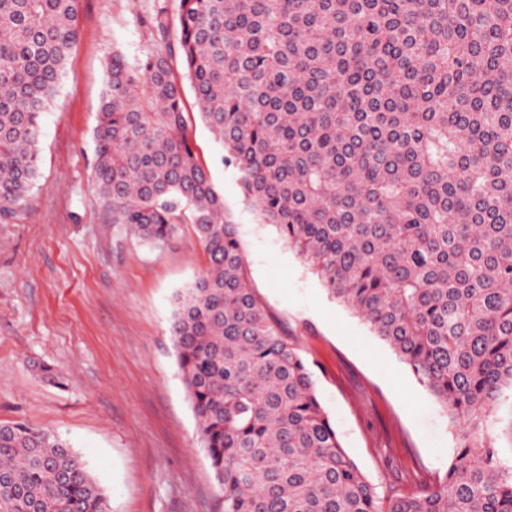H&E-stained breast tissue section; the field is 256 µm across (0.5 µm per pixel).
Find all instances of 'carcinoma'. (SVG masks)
<instances>
[{
    "instance_id": "cac0c4a2",
    "label": "carcinoma",
    "mask_w": 512,
    "mask_h": 512,
    "mask_svg": "<svg viewBox=\"0 0 512 512\" xmlns=\"http://www.w3.org/2000/svg\"><path fill=\"white\" fill-rule=\"evenodd\" d=\"M79 0H0V221L38 178L41 117ZM161 47L105 62L93 177L105 216L207 257L170 333L224 512H512L489 420L512 391V0H177ZM181 60L244 197L448 413L442 480L382 494L344 449L312 363L250 286L188 134ZM59 436L0 424V512H106Z\"/></svg>"
}]
</instances>
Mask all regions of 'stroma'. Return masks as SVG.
<instances>
[{"instance_id": "stroma-1", "label": "stroma", "mask_w": 512, "mask_h": 512, "mask_svg": "<svg viewBox=\"0 0 512 512\" xmlns=\"http://www.w3.org/2000/svg\"><path fill=\"white\" fill-rule=\"evenodd\" d=\"M175 0H80L81 37L41 123L38 179L0 223V422L52 431L79 452L110 512H221L169 333L178 290L206 256L192 225L166 245L102 219L92 132L112 51L157 49L148 18ZM188 133L238 228L249 280L315 364L317 394L343 446L385 492L432 484L456 446L448 415L358 316L327 294L241 193L237 170L183 85ZM65 375L50 385L38 367Z\"/></svg>"}]
</instances>
